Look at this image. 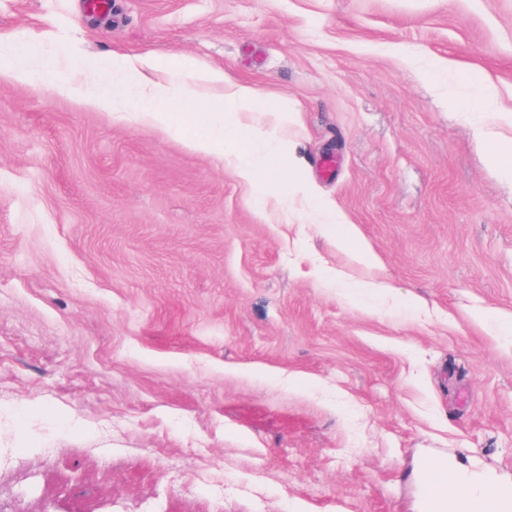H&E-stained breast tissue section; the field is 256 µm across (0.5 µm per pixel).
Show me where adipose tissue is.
<instances>
[{
	"mask_svg": "<svg viewBox=\"0 0 512 512\" xmlns=\"http://www.w3.org/2000/svg\"><path fill=\"white\" fill-rule=\"evenodd\" d=\"M0 53L13 60L5 70L11 79L20 82L37 79L67 89L68 84L53 60H41L34 71L27 68V61L38 54L34 45L0 38ZM101 68L112 72V83L91 96V104L111 109L120 120L147 121L173 135L179 132L172 121L173 113H190L194 134L188 144L200 153H210L224 140L237 138L242 130L240 114L266 109L263 98L252 86L228 82L223 71L218 69L195 74L193 62L188 60L181 61L180 69L192 75L193 81L178 86L159 76L156 62L151 58L132 61L116 57L102 62ZM134 86L148 96V109L126 108L129 90ZM265 167V161L249 153L236 161L238 176L252 184L258 200L274 197L280 204H289V193L281 191L266 178Z\"/></svg>",
	"mask_w": 512,
	"mask_h": 512,
	"instance_id": "adipose-tissue-1",
	"label": "adipose tissue"
}]
</instances>
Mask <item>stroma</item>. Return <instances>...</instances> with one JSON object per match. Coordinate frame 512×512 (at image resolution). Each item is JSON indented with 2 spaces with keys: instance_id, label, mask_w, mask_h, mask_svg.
Returning a JSON list of instances; mask_svg holds the SVG:
<instances>
[{
  "instance_id": "obj_1",
  "label": "stroma",
  "mask_w": 512,
  "mask_h": 512,
  "mask_svg": "<svg viewBox=\"0 0 512 512\" xmlns=\"http://www.w3.org/2000/svg\"><path fill=\"white\" fill-rule=\"evenodd\" d=\"M83 2L0 36L288 101L232 146L287 137L268 178L343 221L256 207L186 114L0 80V512H428L426 456L512 485V0Z\"/></svg>"
}]
</instances>
